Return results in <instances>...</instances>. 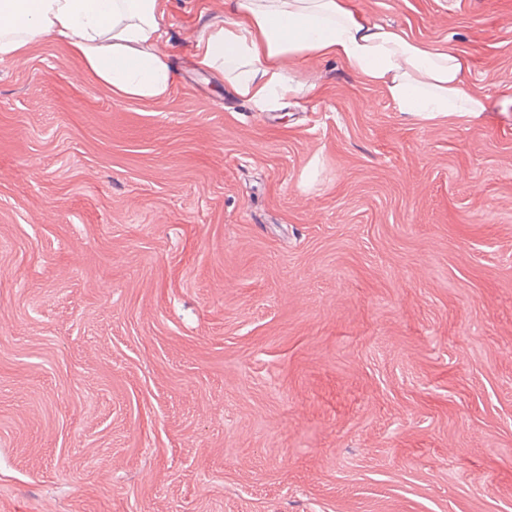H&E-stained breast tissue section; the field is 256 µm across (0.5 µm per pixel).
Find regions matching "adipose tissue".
<instances>
[{"label":"adipose tissue","mask_w":512,"mask_h":512,"mask_svg":"<svg viewBox=\"0 0 512 512\" xmlns=\"http://www.w3.org/2000/svg\"><path fill=\"white\" fill-rule=\"evenodd\" d=\"M167 0H0V58L51 36L121 99L157 101L173 84L159 49ZM197 66L223 73L235 94L260 112L299 87L289 64L309 58L347 63L383 88L395 108L418 119L471 118L484 99L466 90V58L430 50L404 31L367 20L352 0H234L216 30L194 39Z\"/></svg>","instance_id":"adipose-tissue-1"}]
</instances>
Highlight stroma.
<instances>
[{
	"instance_id": "obj_1",
	"label": "stroma",
	"mask_w": 512,
	"mask_h": 512,
	"mask_svg": "<svg viewBox=\"0 0 512 512\" xmlns=\"http://www.w3.org/2000/svg\"><path fill=\"white\" fill-rule=\"evenodd\" d=\"M464 53L420 121L345 63L271 112L0 60V512H512V0H354Z\"/></svg>"
}]
</instances>
